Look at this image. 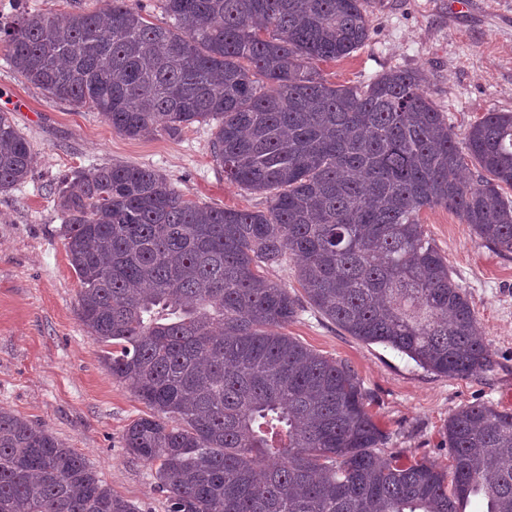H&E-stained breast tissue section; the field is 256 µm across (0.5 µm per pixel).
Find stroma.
Wrapping results in <instances>:
<instances>
[{"instance_id":"1","label":"stroma","mask_w":512,"mask_h":512,"mask_svg":"<svg viewBox=\"0 0 512 512\" xmlns=\"http://www.w3.org/2000/svg\"><path fill=\"white\" fill-rule=\"evenodd\" d=\"M368 0L370 38L348 57L321 63L324 77L365 84L414 69L457 136L486 112L512 111V0ZM0 110L10 112L33 150L27 180L0 192V409L81 454L99 479L139 512H168L151 465L124 447L145 411L108 373L102 346L78 317L80 281L69 263L52 187L74 168L126 163L164 173L198 203L263 210L269 197L231 185L212 157L213 129L129 138L101 113L48 99L0 55ZM476 312L493 366L469 377L423 370L380 344L350 336L310 305L286 329L323 356L348 363L388 432L381 456L428 458L448 466L444 425L456 410L485 403L512 410V253L484 246L447 208L420 212Z\"/></svg>"}]
</instances>
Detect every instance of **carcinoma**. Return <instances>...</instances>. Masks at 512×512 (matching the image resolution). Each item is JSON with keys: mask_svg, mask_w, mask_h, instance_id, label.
<instances>
[{"mask_svg": "<svg viewBox=\"0 0 512 512\" xmlns=\"http://www.w3.org/2000/svg\"><path fill=\"white\" fill-rule=\"evenodd\" d=\"M126 0L0 21V51L55 102L131 138L216 121L213 159L264 211L200 205L161 172L74 170L54 186L79 318L148 413L124 448L157 465L169 512H512V412L448 417L450 468L381 458L388 434L346 364L283 332L300 310L264 275L293 265L306 301L424 370L492 366L467 293L419 214L443 206L512 252V112L457 141L417 71L327 82L370 36L365 0ZM474 165L475 180L460 172ZM33 153L0 111V192ZM0 512H137L74 449L0 410Z\"/></svg>", "mask_w": 512, "mask_h": 512, "instance_id": "carcinoma-1", "label": "carcinoma"}]
</instances>
